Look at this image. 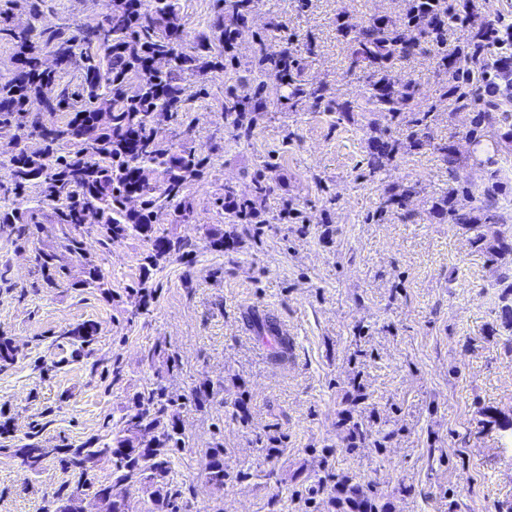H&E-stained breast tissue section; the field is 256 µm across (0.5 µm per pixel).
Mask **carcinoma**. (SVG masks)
Masks as SVG:
<instances>
[{
	"instance_id": "obj_1",
	"label": "carcinoma",
	"mask_w": 512,
	"mask_h": 512,
	"mask_svg": "<svg viewBox=\"0 0 512 512\" xmlns=\"http://www.w3.org/2000/svg\"><path fill=\"white\" fill-rule=\"evenodd\" d=\"M224 13L238 23H245L254 11L256 0H221ZM16 0H5L0 10V41L14 46L12 76L0 82V128L14 129L19 139H34L38 147L23 149L10 163L7 181L0 182V224H11L18 236L26 234L30 208L21 207L24 187L36 181L42 186L38 207L49 208L52 220L65 225V250L82 251L81 227L84 203L97 213V231L102 241L136 234L151 244L144 258L143 275L137 287L129 289L127 299L138 310L148 308L156 288L150 269L162 260L190 262L193 244L170 236L158 228L165 212L175 223H187L193 205L184 195L188 184L198 179L207 160L187 150H174L156 141L151 118L158 110L170 111L186 99L182 75L219 65L210 59L211 37L224 43V54L231 55L234 43L221 25L209 34H201L197 50L187 52L181 45V30L176 22L177 0H151V15L144 17L132 0H113L104 21L94 27L79 28L72 35L64 28L43 30L35 35L18 32L12 25ZM454 0H408L399 21L376 18L360 26L341 27L351 45L348 69L365 74L367 102L375 109L407 125L406 141L374 136L369 140L365 158L368 172L382 171L403 151L418 149L431 141V113H409V103L417 88L411 78L394 75L396 66L420 53L428 52L437 68L450 75V91L459 107L466 108L479 90L482 75L479 58L497 51L491 24L481 25L475 37L453 50L445 49L448 26L465 17L463 7ZM81 64L82 100L72 98L68 89L60 88L61 72ZM258 69L275 72L281 85L288 88V105L296 108L306 98L329 103L336 121L347 118L350 106L327 100L322 86L302 82L300 58L288 49L270 53L260 47ZM136 80L135 88L129 81ZM38 101L50 115L66 111V120H26L27 107ZM224 112L236 135H250L251 125L240 114L245 106L231 97L224 102ZM493 119L490 112L473 118L466 137L477 147L483 145L484 126ZM434 149L448 164L453 185L448 196L438 202L439 219L472 234V246L485 253L497 267L499 301L505 317L512 319V226L499 203L502 186L498 172L489 171L487 184L475 186L460 176L463 160L454 146L437 144ZM413 188L406 186L390 194L380 213L396 209L403 218ZM136 196L140 208L130 209L128 198ZM250 325L258 339L269 344L270 358L276 364L288 361L292 350L288 336L280 333L275 319L265 313H251ZM97 328L82 324L68 332V339L88 345ZM178 398L158 381L135 397V407L123 414L111 438H94L81 447L68 450L63 459L66 467L85 474L102 463L110 464L105 481H78L70 490L57 494L52 512H79L78 504L92 495L101 512H179L182 491L170 479V453L185 447L180 428ZM232 418L249 422L246 392L233 403ZM341 441L348 450L363 448L371 436L370 421L352 415L342 418ZM287 448V436L268 435L263 448L271 463L263 477L269 483L283 482V473L273 463ZM54 452L37 442L15 449L14 455L32 470ZM204 469L214 489L242 481L250 473H235L224 468V446L216 443L205 452ZM336 495L330 497L323 512H387L376 503L373 486L350 475L333 473ZM143 494L139 504L131 500V489Z\"/></svg>"
}]
</instances>
